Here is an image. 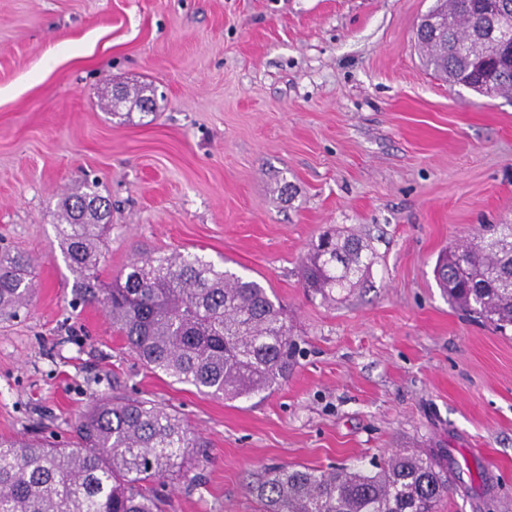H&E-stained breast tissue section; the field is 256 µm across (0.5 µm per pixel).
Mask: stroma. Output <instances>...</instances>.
<instances>
[{
	"label": "stroma",
	"mask_w": 512,
	"mask_h": 512,
	"mask_svg": "<svg viewBox=\"0 0 512 512\" xmlns=\"http://www.w3.org/2000/svg\"><path fill=\"white\" fill-rule=\"evenodd\" d=\"M435 0H0V248L39 284L0 319V437H67L93 400L149 399L205 441L160 491L167 512H260L272 464L369 467L444 455L440 512H512V328L452 307L441 252L512 224V100L426 69ZM151 86L158 111L103 108ZM112 204L103 278L179 251L261 282L296 363L224 401L153 373L95 304L71 308L59 199L84 180ZM353 230L368 281L324 302L300 266Z\"/></svg>",
	"instance_id": "stroma-1"
}]
</instances>
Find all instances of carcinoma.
Masks as SVG:
<instances>
[{
  "label": "carcinoma",
  "instance_id": "1",
  "mask_svg": "<svg viewBox=\"0 0 512 512\" xmlns=\"http://www.w3.org/2000/svg\"><path fill=\"white\" fill-rule=\"evenodd\" d=\"M485 0H436L429 13L444 34L418 33L423 63L436 75L489 98L512 99V66L477 71L466 64L496 36L474 39ZM146 113L143 89L120 91ZM110 204L85 181L57 207L56 228L72 275V306L97 303L113 331L152 371L228 400L259 394L288 377L295 350L288 320L267 289L190 253H140L104 282L101 244ZM373 253L355 233L322 235L302 267V287L324 301L370 275ZM439 287L459 310L499 327L512 325V224H491L479 240L443 253ZM37 283L33 260L0 251V318L27 308ZM201 436L150 400H97L66 445L0 437V512H164L150 486L183 470ZM448 468L436 456L397 453L372 474L361 468L274 466L249 491L262 512H438Z\"/></svg>",
  "mask_w": 512,
  "mask_h": 512
}]
</instances>
